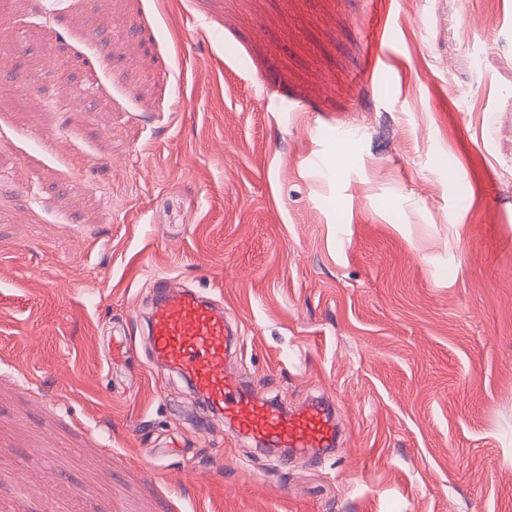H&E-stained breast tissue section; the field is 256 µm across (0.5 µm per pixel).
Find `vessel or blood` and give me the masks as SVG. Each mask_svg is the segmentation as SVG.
<instances>
[{"label": "vessel or blood", "instance_id": "1", "mask_svg": "<svg viewBox=\"0 0 512 512\" xmlns=\"http://www.w3.org/2000/svg\"><path fill=\"white\" fill-rule=\"evenodd\" d=\"M387 54L374 45L364 79L377 85ZM149 359L167 375L185 380L197 404L222 414L226 424L256 444L286 455L311 456L340 440L338 421L325 400H314L285 411L268 398L243 388L226 359L237 350V332L222 303L168 278L155 282L148 314Z\"/></svg>", "mask_w": 512, "mask_h": 512}]
</instances>
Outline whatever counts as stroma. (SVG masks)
Returning <instances> with one entry per match:
<instances>
[{
  "label": "stroma",
  "mask_w": 512,
  "mask_h": 512,
  "mask_svg": "<svg viewBox=\"0 0 512 512\" xmlns=\"http://www.w3.org/2000/svg\"><path fill=\"white\" fill-rule=\"evenodd\" d=\"M161 276L342 446L194 409L148 359ZM49 504L512 512V0H0V512ZM387 50L381 47V39L378 38L374 47L372 48L368 62L365 66L364 79L370 85L379 86L382 77L381 72L384 65L387 64Z\"/></svg>",
  "instance_id": "1"
}]
</instances>
